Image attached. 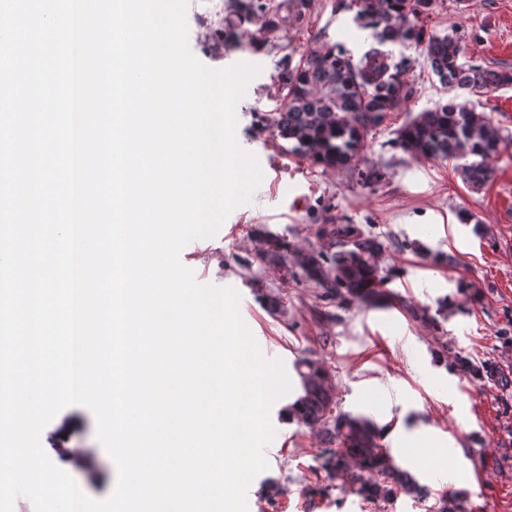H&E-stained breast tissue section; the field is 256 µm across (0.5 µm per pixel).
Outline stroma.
Returning <instances> with one entry per match:
<instances>
[{
  "label": "stroma",
  "instance_id": "obj_1",
  "mask_svg": "<svg viewBox=\"0 0 512 512\" xmlns=\"http://www.w3.org/2000/svg\"><path fill=\"white\" fill-rule=\"evenodd\" d=\"M287 4L303 10V23L257 32L255 48L216 51L189 42L213 69L228 59L267 63L236 108L237 141L263 159L267 183L234 231H218L182 259L205 283L231 280L244 288L254 307L252 335L288 359L292 390L270 412L286 443L251 483L257 503L262 512H438L443 497L464 491L473 512H512V153L491 158L494 178L474 192L455 161L393 148L408 116L448 99L410 48L414 64L406 79L416 94L368 136L358 169L284 156L262 123L281 103L279 72L314 48L315 32L356 55L365 37L340 0ZM427 27L440 34L459 29L466 62L512 70V0H438ZM374 170L382 180L364 183L361 172ZM463 209L480 222V232L460 223ZM330 223L357 225L383 242L379 305L339 308L284 262L255 254L260 232L294 248L323 249L318 230ZM460 356L474 361L478 373L462 372ZM305 359L327 372L338 410L373 416L382 445L427 485L426 498L398 491L390 500L368 501L327 478L318 457L320 430L284 413L302 393L297 366ZM65 418L71 446L98 447L88 407L64 408L52 427ZM414 431L433 434L444 456L411 449Z\"/></svg>",
  "mask_w": 512,
  "mask_h": 512
}]
</instances>
